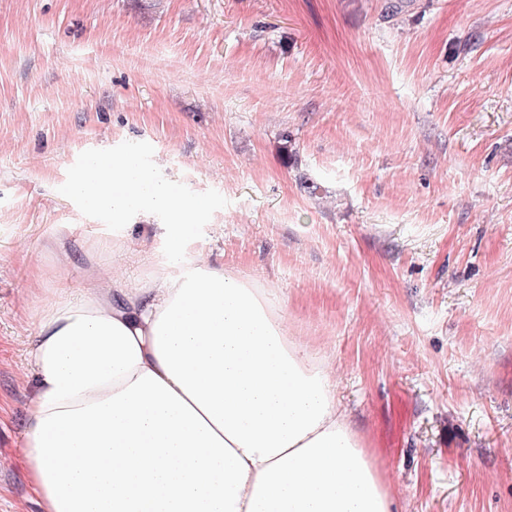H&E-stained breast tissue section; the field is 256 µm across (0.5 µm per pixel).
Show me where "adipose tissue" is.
<instances>
[{
    "label": "adipose tissue",
    "mask_w": 512,
    "mask_h": 512,
    "mask_svg": "<svg viewBox=\"0 0 512 512\" xmlns=\"http://www.w3.org/2000/svg\"><path fill=\"white\" fill-rule=\"evenodd\" d=\"M70 191L118 226L163 214L166 243L136 287L92 275L43 311L20 450L41 512H393L330 369L274 290L185 263L204 201L130 154L92 158Z\"/></svg>",
    "instance_id": "ef3b65f1"
}]
</instances>
